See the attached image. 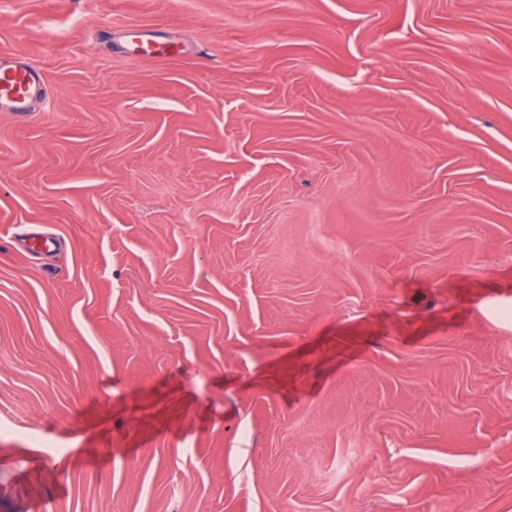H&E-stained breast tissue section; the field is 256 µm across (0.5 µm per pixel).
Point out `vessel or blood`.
I'll return each mask as SVG.
<instances>
[{
	"label": "vessel or blood",
	"instance_id": "b4317fda",
	"mask_svg": "<svg viewBox=\"0 0 512 512\" xmlns=\"http://www.w3.org/2000/svg\"><path fill=\"white\" fill-rule=\"evenodd\" d=\"M47 93L41 70L29 60L19 58L0 65V112L24 115Z\"/></svg>",
	"mask_w": 512,
	"mask_h": 512
}]
</instances>
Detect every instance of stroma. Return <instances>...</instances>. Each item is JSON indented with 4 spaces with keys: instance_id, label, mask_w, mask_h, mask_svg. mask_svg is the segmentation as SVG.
I'll use <instances>...</instances> for the list:
<instances>
[{
    "instance_id": "35a3bbf8",
    "label": "stroma",
    "mask_w": 512,
    "mask_h": 512,
    "mask_svg": "<svg viewBox=\"0 0 512 512\" xmlns=\"http://www.w3.org/2000/svg\"><path fill=\"white\" fill-rule=\"evenodd\" d=\"M19 55L0 512H512V0H14ZM47 93L43 73L26 58L0 65V112L24 115Z\"/></svg>"
}]
</instances>
